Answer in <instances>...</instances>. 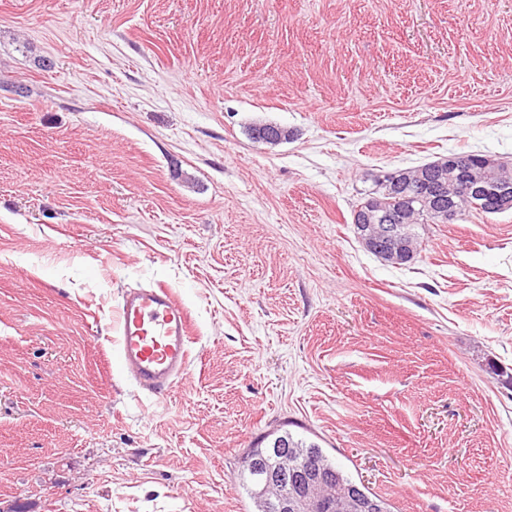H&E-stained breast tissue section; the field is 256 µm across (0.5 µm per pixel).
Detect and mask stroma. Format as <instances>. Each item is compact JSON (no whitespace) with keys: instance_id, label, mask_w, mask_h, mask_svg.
<instances>
[{"instance_id":"stroma-1","label":"stroma","mask_w":512,"mask_h":512,"mask_svg":"<svg viewBox=\"0 0 512 512\" xmlns=\"http://www.w3.org/2000/svg\"><path fill=\"white\" fill-rule=\"evenodd\" d=\"M472 152L512 163V0H0V512H246L284 425L394 512H512V210L402 266L352 224ZM156 284L161 400L116 328ZM118 357L142 389L163 397L190 364V316L173 291L156 285L124 293L118 309Z\"/></svg>"}]
</instances>
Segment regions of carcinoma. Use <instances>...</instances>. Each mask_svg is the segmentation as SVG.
<instances>
[{"mask_svg":"<svg viewBox=\"0 0 512 512\" xmlns=\"http://www.w3.org/2000/svg\"><path fill=\"white\" fill-rule=\"evenodd\" d=\"M468 157L471 180L512 185V170L498 160L479 153H470ZM396 176L390 185L366 194L358 207L364 211L367 224L381 223V216L387 212L398 215L405 244L403 253L396 254L384 244L382 260L405 265L422 246L419 228L444 223L443 215L448 213L450 205L461 217L474 206L460 188L457 170L448 166L446 160L431 162L426 170L421 166L398 170ZM264 441L262 446L247 449L240 458L239 483L249 501V512H278L272 485L267 480L271 464L285 453L298 463H306L317 474L323 481V490L335 496L336 512H343L342 504L347 501L358 505L356 512H364L360 505L369 503L374 504V512H392L387 500L353 480L311 438L280 428L270 432Z\"/></svg>","mask_w":512,"mask_h":512,"instance_id":"1","label":"carcinoma"}]
</instances>
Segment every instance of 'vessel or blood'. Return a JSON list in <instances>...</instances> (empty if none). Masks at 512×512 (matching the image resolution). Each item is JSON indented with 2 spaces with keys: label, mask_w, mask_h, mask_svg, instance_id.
Wrapping results in <instances>:
<instances>
[{
  "label": "vessel or blood",
  "mask_w": 512,
  "mask_h": 512,
  "mask_svg": "<svg viewBox=\"0 0 512 512\" xmlns=\"http://www.w3.org/2000/svg\"><path fill=\"white\" fill-rule=\"evenodd\" d=\"M118 357L142 389L161 397L187 373L190 316L163 285L125 292L118 309Z\"/></svg>",
  "instance_id": "obj_1"
}]
</instances>
